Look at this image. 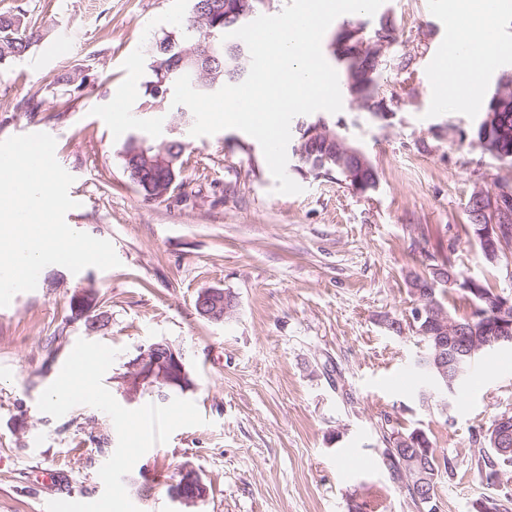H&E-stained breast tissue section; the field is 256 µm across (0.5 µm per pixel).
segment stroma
I'll use <instances>...</instances> for the list:
<instances>
[{
	"instance_id": "stroma-1",
	"label": "stroma",
	"mask_w": 512,
	"mask_h": 512,
	"mask_svg": "<svg viewBox=\"0 0 512 512\" xmlns=\"http://www.w3.org/2000/svg\"><path fill=\"white\" fill-rule=\"evenodd\" d=\"M189 9V0H0V14H24L44 31L28 56L0 65V141L52 135L74 178L69 193L83 201L67 224L110 241L121 261L76 274L47 266L34 291L0 308V512H42L59 493L87 512H177L167 487L187 466L211 487L197 512H418L380 460L390 430L416 428L454 463L437 485L441 512L512 497V472L490 485L475 468L482 429L512 413V351L474 368L471 389L444 410L422 401L425 379L398 384L419 345L387 328L416 303L407 274L446 260L512 296V279L464 231L475 185L512 179V166L460 141L479 112L432 101L447 12L434 0H384L355 17L370 31L390 19L399 33L381 69L382 92L402 98L392 118L374 119L347 94L338 114L341 134L377 171L374 189L291 167L302 193H277L260 144L226 129L189 137L178 187L146 202L123 171L126 133L111 118L119 108L140 116L151 138L174 134L139 104L151 41ZM63 35L74 40L71 54L48 55ZM52 70L81 71L87 82L43 88ZM36 90L41 112L20 109ZM62 98L65 113L55 108ZM88 285L108 316L94 333L67 319L74 290ZM207 288L235 296L233 318L199 316ZM155 341L183 352L195 386L127 401L116 379ZM76 343L112 355L87 377L101 402L46 408Z\"/></svg>"
}]
</instances>
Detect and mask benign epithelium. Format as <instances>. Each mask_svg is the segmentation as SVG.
<instances>
[{"instance_id": "7a95c632", "label": "benign epithelium", "mask_w": 512, "mask_h": 512, "mask_svg": "<svg viewBox=\"0 0 512 512\" xmlns=\"http://www.w3.org/2000/svg\"><path fill=\"white\" fill-rule=\"evenodd\" d=\"M348 163L369 166L363 150L353 144L341 145ZM472 217L476 226V239L485 259L491 263L503 261L505 235L512 231V181L498 180L487 189L475 185L471 194ZM417 305L408 317L410 327L428 317L427 327L432 337L426 339V352L420 354V363L431 382V387L443 396H454L468 365L484 348L512 349V301L486 295L476 287L475 294L488 306L491 331L486 336L470 333V326L456 321L446 310L422 305V289H413ZM196 308L203 318L223 323L233 317L235 297L224 290L211 288L200 292ZM190 375L181 351L167 342L154 343L140 350L128 363L127 374L121 377V394L129 401L137 400L141 393L162 384L170 391L189 390ZM493 447L498 456L512 458V416L504 414L495 419Z\"/></svg>"}]
</instances>
